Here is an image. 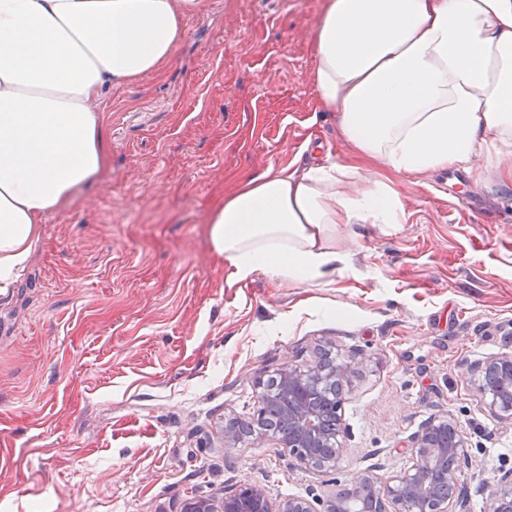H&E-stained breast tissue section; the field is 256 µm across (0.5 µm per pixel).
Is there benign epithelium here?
<instances>
[{
  "label": "benign epithelium",
  "instance_id": "1",
  "mask_svg": "<svg viewBox=\"0 0 512 512\" xmlns=\"http://www.w3.org/2000/svg\"><path fill=\"white\" fill-rule=\"evenodd\" d=\"M360 356L342 359L336 371L323 375L317 364L300 368L288 359L278 371L288 395H301L310 386L338 383L354 373ZM479 373L478 390L489 410L496 416L512 420V353L490 357L475 366ZM288 424L296 439H285L277 431H262L260 439H270L280 448L288 449L300 464L321 473L337 470L346 451L348 430L336 415L332 432H322L314 412L303 402L288 413ZM405 447L412 465L404 471L381 479L371 470L359 473L346 490L349 499L371 486L392 506L393 512H467V504L458 492L457 472L468 460V441L460 426L452 419H432L415 434ZM441 461L449 462L448 490L437 496L428 486L429 473ZM185 512H316L313 501L291 497L281 501L270 498L265 488L242 484L224 493V498H197L185 503ZM487 512H512V470L502 472L487 484Z\"/></svg>",
  "mask_w": 512,
  "mask_h": 512
}]
</instances>
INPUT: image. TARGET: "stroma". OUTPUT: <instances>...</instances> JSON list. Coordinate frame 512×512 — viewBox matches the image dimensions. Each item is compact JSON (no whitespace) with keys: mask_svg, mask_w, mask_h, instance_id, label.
<instances>
[{"mask_svg":"<svg viewBox=\"0 0 512 512\" xmlns=\"http://www.w3.org/2000/svg\"><path fill=\"white\" fill-rule=\"evenodd\" d=\"M325 5L208 0L159 73L97 101L103 173L44 219L0 290V512H181L242 483L327 501L366 468H407L402 442L446 416L471 444L458 489L486 512V482L512 469V420L472 367L512 351V179L479 160L448 186V169L357 155L337 114L314 109ZM308 143L389 184L400 223L341 226L327 284L225 287L212 209L246 175L311 163ZM324 349L363 356L343 385L337 474L268 441L224 447L258 380Z\"/></svg>","mask_w":512,"mask_h":512,"instance_id":"stroma-1","label":"stroma"}]
</instances>
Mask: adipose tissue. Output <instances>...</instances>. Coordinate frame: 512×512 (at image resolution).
I'll use <instances>...</instances> for the list:
<instances>
[{
	"mask_svg": "<svg viewBox=\"0 0 512 512\" xmlns=\"http://www.w3.org/2000/svg\"><path fill=\"white\" fill-rule=\"evenodd\" d=\"M206 0H0V281L44 217L105 168L94 106L155 73ZM316 108L357 153L397 172L512 160V0H328L315 35ZM370 173L329 162L244 178L209 217L224 282L320 284L341 224L399 223Z\"/></svg>",
	"mask_w": 512,
	"mask_h": 512,
	"instance_id": "obj_1",
	"label": "adipose tissue"
}]
</instances>
